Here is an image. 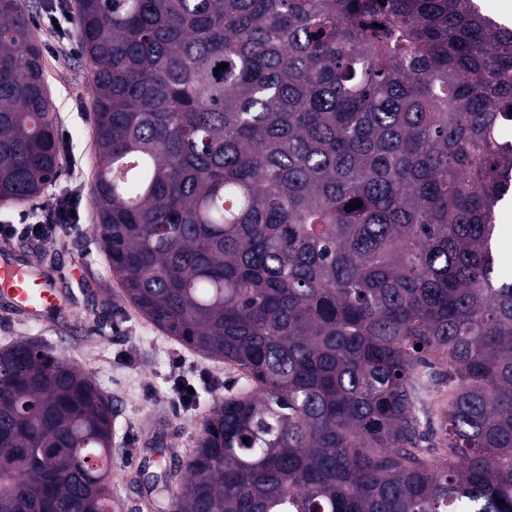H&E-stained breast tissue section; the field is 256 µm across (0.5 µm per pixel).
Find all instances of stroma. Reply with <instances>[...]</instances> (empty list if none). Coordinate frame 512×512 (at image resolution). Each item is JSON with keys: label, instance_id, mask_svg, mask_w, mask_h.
I'll return each instance as SVG.
<instances>
[{"label": "stroma", "instance_id": "stroma-1", "mask_svg": "<svg viewBox=\"0 0 512 512\" xmlns=\"http://www.w3.org/2000/svg\"><path fill=\"white\" fill-rule=\"evenodd\" d=\"M76 14L75 0H30V14L48 86L54 101L60 146V171L40 196L23 203L0 202V225L35 222L51 200L64 193L76 199L80 221L59 227L40 242L23 235L8 238L0 261L19 254L32 262L48 256L69 307L63 321H37L0 309V347L28 337L48 343L80 370L88 373L116 410L118 433L112 445V489L119 512H146V490L130 485V478L155 474L169 461L170 451L188 456L214 402L241 386L233 367L187 349L165 336L130 303L89 316L90 292L119 293L97 231V212L91 185L97 159L91 72L82 58L75 25L54 28L50 16ZM447 366L436 363L433 381L420 388L417 409L422 420L437 427L448 405V387L439 380ZM194 385L190 402L180 401L177 381Z\"/></svg>", "mask_w": 512, "mask_h": 512}]
</instances>
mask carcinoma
<instances>
[{
	"label": "carcinoma",
	"mask_w": 512,
	"mask_h": 512,
	"mask_svg": "<svg viewBox=\"0 0 512 512\" xmlns=\"http://www.w3.org/2000/svg\"><path fill=\"white\" fill-rule=\"evenodd\" d=\"M76 35L122 300L246 375L153 504L185 472L172 512H512V26L478 0H77ZM55 131L0 0L1 202L56 177ZM115 416L48 344L1 349L0 512H112ZM446 370L448 367L445 363L436 362L432 369L433 381L420 388L417 399V409L423 420L422 427L425 430L430 425V432L434 433L430 443L435 444V448L445 447L439 440L442 434L438 428V415L442 409L448 407V385L441 383L438 379L439 374L445 373Z\"/></svg>",
	"instance_id": "1"
}]
</instances>
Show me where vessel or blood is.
<instances>
[{
  "mask_svg": "<svg viewBox=\"0 0 512 512\" xmlns=\"http://www.w3.org/2000/svg\"><path fill=\"white\" fill-rule=\"evenodd\" d=\"M0 306L30 319L65 309L64 298L50 274L28 277L17 265L8 263L0 264Z\"/></svg>",
  "mask_w": 512,
  "mask_h": 512,
  "instance_id": "obj_1",
  "label": "vessel or blood"
}]
</instances>
